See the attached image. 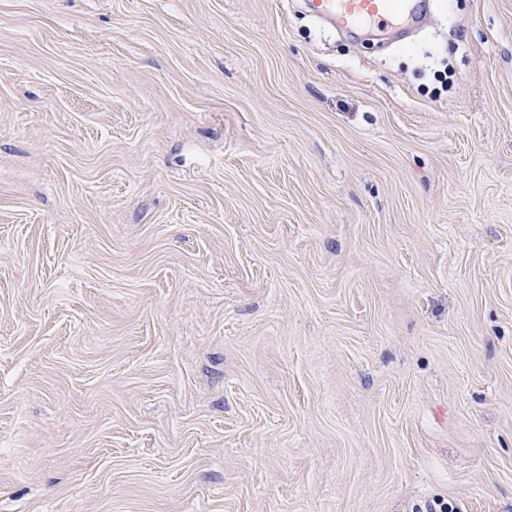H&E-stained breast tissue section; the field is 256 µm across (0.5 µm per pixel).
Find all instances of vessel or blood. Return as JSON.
Returning a JSON list of instances; mask_svg holds the SVG:
<instances>
[{"label": "vessel or blood", "mask_w": 512, "mask_h": 512, "mask_svg": "<svg viewBox=\"0 0 512 512\" xmlns=\"http://www.w3.org/2000/svg\"><path fill=\"white\" fill-rule=\"evenodd\" d=\"M427 8V0H309V9L318 20L350 32L369 27L403 30L417 22Z\"/></svg>", "instance_id": "1"}]
</instances>
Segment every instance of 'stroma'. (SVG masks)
<instances>
[{
  "mask_svg": "<svg viewBox=\"0 0 512 512\" xmlns=\"http://www.w3.org/2000/svg\"><path fill=\"white\" fill-rule=\"evenodd\" d=\"M0 0V512H512V0ZM427 0H310L313 16L341 31L365 32L369 27L404 30L426 12Z\"/></svg>",
  "mask_w": 512,
  "mask_h": 512,
  "instance_id": "stroma-1",
  "label": "stroma"
}]
</instances>
